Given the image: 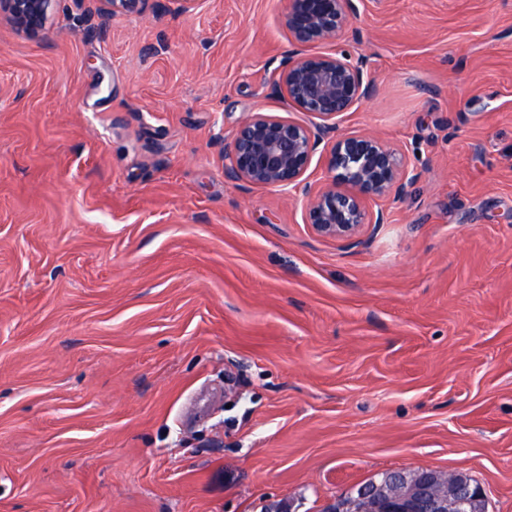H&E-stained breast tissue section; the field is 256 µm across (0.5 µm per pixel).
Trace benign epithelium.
I'll use <instances>...</instances> for the list:
<instances>
[{"instance_id":"obj_1","label":"benign epithelium","mask_w":512,"mask_h":512,"mask_svg":"<svg viewBox=\"0 0 512 512\" xmlns=\"http://www.w3.org/2000/svg\"><path fill=\"white\" fill-rule=\"evenodd\" d=\"M58 0H0V15L20 31L41 33ZM107 15L145 14L156 0H101ZM354 0H287L285 25L299 46L329 44L349 27ZM278 96L311 121L269 112L243 116L224 152V175L232 182L288 190L306 197V221L322 237L348 240L369 224H384L383 209L370 203L402 199L418 179L404 154L371 133L335 139L325 158L326 183L317 191L306 173L327 133L373 92L363 65L343 52L288 53L273 83ZM355 499L371 512H467L486 502L483 488L461 472L415 470L398 479L383 472L363 484Z\"/></svg>"}]
</instances>
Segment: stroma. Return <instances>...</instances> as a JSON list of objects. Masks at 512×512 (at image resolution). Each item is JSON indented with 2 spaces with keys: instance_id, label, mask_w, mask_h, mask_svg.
<instances>
[{
  "instance_id": "1",
  "label": "stroma",
  "mask_w": 512,
  "mask_h": 512,
  "mask_svg": "<svg viewBox=\"0 0 512 512\" xmlns=\"http://www.w3.org/2000/svg\"><path fill=\"white\" fill-rule=\"evenodd\" d=\"M368 132L419 174L353 240L234 183L286 0L0 18V512H321L458 470L512 512V0H355ZM232 393H225V383Z\"/></svg>"
}]
</instances>
